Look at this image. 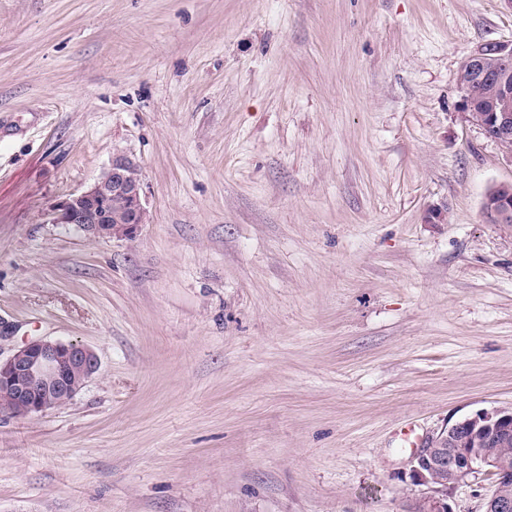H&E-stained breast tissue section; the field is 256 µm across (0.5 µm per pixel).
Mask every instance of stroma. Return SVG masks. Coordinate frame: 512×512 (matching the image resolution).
I'll return each instance as SVG.
<instances>
[{
  "label": "stroma",
  "instance_id": "stroma-1",
  "mask_svg": "<svg viewBox=\"0 0 512 512\" xmlns=\"http://www.w3.org/2000/svg\"><path fill=\"white\" fill-rule=\"evenodd\" d=\"M499 41L504 0H0V354L100 361L0 415V512L422 496L406 431L512 406V226L482 215L512 163L457 85ZM116 151L147 224L52 223ZM98 370L93 349L73 341L31 339L0 354V413L26 417L70 403Z\"/></svg>",
  "mask_w": 512,
  "mask_h": 512
}]
</instances>
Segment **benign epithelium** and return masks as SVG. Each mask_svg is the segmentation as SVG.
I'll list each match as a JSON object with an SVG mask.
<instances>
[{"label": "benign epithelium", "mask_w": 512, "mask_h": 512, "mask_svg": "<svg viewBox=\"0 0 512 512\" xmlns=\"http://www.w3.org/2000/svg\"><path fill=\"white\" fill-rule=\"evenodd\" d=\"M512 42L478 47L458 72L460 105L466 119L498 143L512 163ZM119 210L112 212V204ZM482 211L490 224H512V185L491 186ZM54 224H74L98 239L127 237L147 223L139 163L125 152L89 189L67 195L50 209ZM98 370L93 349L73 341L31 339L0 357V413L26 417L70 403ZM512 406L477 412L448 427L410 459V478L427 492L412 512H454L457 487L487 475L492 486L484 512H512Z\"/></svg>", "instance_id": "obj_1"}]
</instances>
